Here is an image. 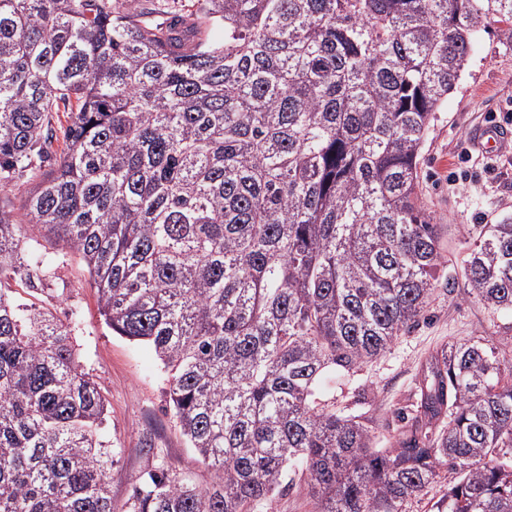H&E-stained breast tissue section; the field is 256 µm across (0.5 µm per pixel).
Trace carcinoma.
<instances>
[{
    "mask_svg": "<svg viewBox=\"0 0 512 512\" xmlns=\"http://www.w3.org/2000/svg\"><path fill=\"white\" fill-rule=\"evenodd\" d=\"M512 0H0V512H118L106 401L44 291L79 255L104 323L151 349L166 409L215 480L155 467L124 512H512V336L434 350L393 447L317 401L385 354L446 263L419 190L431 121ZM66 121H61V118ZM50 170L42 172V164ZM469 294L512 312V220L485 224ZM34 185L33 181L25 177L17 180L14 186L0 191V205L16 218H22L27 197ZM442 478L428 491L413 502L412 512H437L435 503L448 493V472L441 473ZM310 508L308 499L297 484L281 491L273 500L268 512H305Z\"/></svg>",
    "mask_w": 512,
    "mask_h": 512,
    "instance_id": "cac0c4a2",
    "label": "carcinoma"
}]
</instances>
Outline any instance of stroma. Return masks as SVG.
I'll list each match as a JSON object with an SVG mask.
<instances>
[{"label":"stroma","mask_w":512,"mask_h":512,"mask_svg":"<svg viewBox=\"0 0 512 512\" xmlns=\"http://www.w3.org/2000/svg\"><path fill=\"white\" fill-rule=\"evenodd\" d=\"M492 119L512 131V41L495 22L478 33L420 156L422 198L434 222L443 225L449 251L446 267L436 274L430 303L387 353L354 373L327 377L319 387L323 401L368 422L378 447H390L403 414L416 403V386L432 351L470 339L495 345L512 336V314L493 311L469 295L462 277L463 261L480 225L512 218V152L489 158L469 147L473 131ZM12 288L61 320L75 311L82 318L76 336L79 358L107 400L104 435L116 449L108 470L116 507L124 506L136 477L152 465L190 474L202 486L213 482L212 471L165 410L166 383L157 361L149 350L105 325L79 257L68 255L45 292L31 294L18 282Z\"/></svg>","instance_id":"obj_1"}]
</instances>
